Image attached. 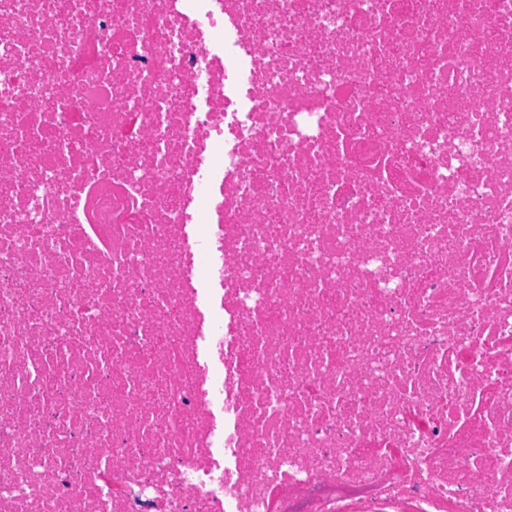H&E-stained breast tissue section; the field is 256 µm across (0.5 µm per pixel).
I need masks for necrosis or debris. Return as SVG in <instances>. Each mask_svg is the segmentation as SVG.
Here are the masks:
<instances>
[{"mask_svg":"<svg viewBox=\"0 0 512 512\" xmlns=\"http://www.w3.org/2000/svg\"><path fill=\"white\" fill-rule=\"evenodd\" d=\"M0 512H512V0H0Z\"/></svg>","mask_w":512,"mask_h":512,"instance_id":"1","label":"necrosis or debris"}]
</instances>
